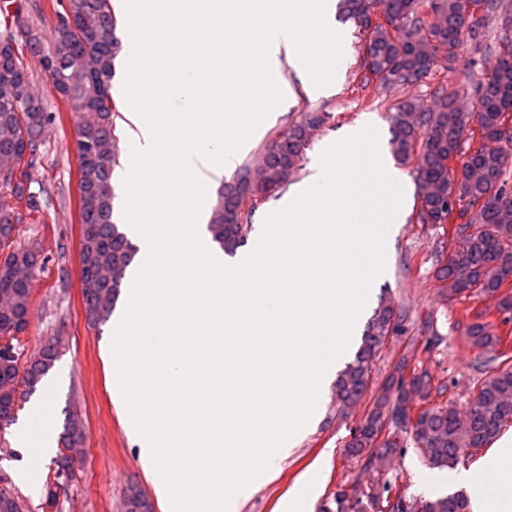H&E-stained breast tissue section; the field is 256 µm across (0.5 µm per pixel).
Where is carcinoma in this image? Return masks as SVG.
Instances as JSON below:
<instances>
[{
	"label": "carcinoma",
	"mask_w": 512,
	"mask_h": 512,
	"mask_svg": "<svg viewBox=\"0 0 512 512\" xmlns=\"http://www.w3.org/2000/svg\"><path fill=\"white\" fill-rule=\"evenodd\" d=\"M469 0H340L341 17L361 35L360 89L384 92L429 81L437 67L454 70L468 43H478L489 21L497 24L499 50L480 75L468 74L471 90L448 92L439 81L429 100L409 95L387 107L390 150L397 163L412 166L420 206L415 222L452 226L446 259L436 276L451 301L483 295L498 299L501 324H512V294L503 291L512 278V5L481 0L482 16L467 15ZM0 5V245L12 242L16 225L42 211V136L56 115L44 97L32 91L33 74L20 59L26 48L38 58L57 97L76 112L74 151L78 161L77 219L81 224L79 267L88 322L106 320L124 287L137 248L112 221V174L117 163L118 116L112 96L114 59L121 45L110 0H66L55 11L53 40L43 39L29 9L10 13ZM327 117L303 112L287 130L267 140L256 159L246 162L216 192L207 230L226 254L247 242L257 208L242 209L244 199L262 202L286 190L300 169L303 153ZM45 259L35 246L16 245L0 258V415L20 407L54 367L58 341H48L25 359L15 344L26 329L35 282ZM401 313L383 301L367 323L353 358L336 378L333 407L347 417L366 399L372 367L391 337L401 331ZM470 347L491 366L463 408L450 404L416 408L427 389L428 372L410 366L404 356L380 393L368 402L352 432L347 452L393 456L411 442L435 468H453L470 450L493 443L512 421V364L484 313L466 328ZM82 419L72 413L59 443L78 448ZM388 512H469L468 497L457 492L422 504L392 494L382 484ZM124 512H153L137 489L130 490ZM321 512H365L362 501L338 489Z\"/></svg>",
	"instance_id": "obj_1"
}]
</instances>
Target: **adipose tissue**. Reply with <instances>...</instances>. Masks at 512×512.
<instances>
[{"label": "adipose tissue", "mask_w": 512, "mask_h": 512, "mask_svg": "<svg viewBox=\"0 0 512 512\" xmlns=\"http://www.w3.org/2000/svg\"><path fill=\"white\" fill-rule=\"evenodd\" d=\"M50 409L47 398L33 404L31 419L14 431L15 447L35 449L41 458L55 452L58 434ZM421 482L438 491L456 486L465 489L471 512H512V433L504 435L475 468L445 475L428 473Z\"/></svg>", "instance_id": "1"}]
</instances>
